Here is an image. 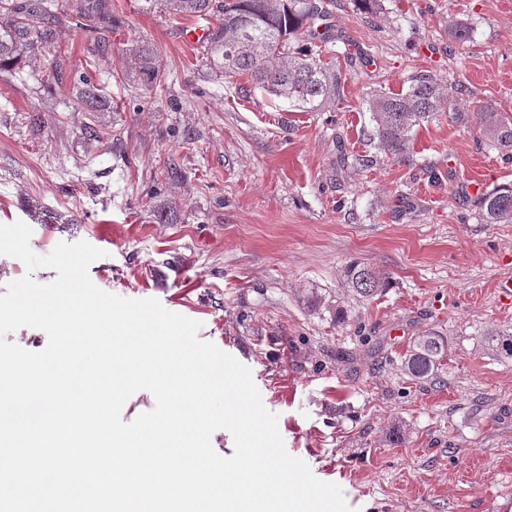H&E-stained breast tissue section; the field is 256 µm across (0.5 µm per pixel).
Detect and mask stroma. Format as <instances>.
Returning a JSON list of instances; mask_svg holds the SVG:
<instances>
[{
    "mask_svg": "<svg viewBox=\"0 0 512 512\" xmlns=\"http://www.w3.org/2000/svg\"><path fill=\"white\" fill-rule=\"evenodd\" d=\"M112 4L123 24L105 56L82 30L61 38L72 73L95 63L114 108L94 120L117 146L83 140L70 85L43 94L48 61L22 63L24 85L0 84V224L26 223L40 256L86 241L105 252L88 268L98 288L199 321L200 339L250 369L287 452L353 512H512V357L486 342L512 330L499 296L512 223H479L472 191L512 183V151L477 125L479 112L512 113V0H381L374 15L326 0L342 74L329 112L225 83L182 41L189 20ZM455 18L473 24L470 42L452 37ZM137 40L157 46L166 74L151 91L120 64ZM421 72L447 80L448 110L406 154H384L365 95ZM342 151L374 164L339 167ZM161 209L173 222L155 220ZM74 210L81 223L35 220ZM354 262L388 287L347 292ZM425 332L447 337L448 360L420 384L399 366Z\"/></svg>",
    "mask_w": 512,
    "mask_h": 512,
    "instance_id": "35a3bbf8",
    "label": "stroma"
}]
</instances>
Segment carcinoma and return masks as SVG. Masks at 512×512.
Returning a JSON list of instances; mask_svg holds the SVG:
<instances>
[{"instance_id": "1", "label": "carcinoma", "mask_w": 512, "mask_h": 512, "mask_svg": "<svg viewBox=\"0 0 512 512\" xmlns=\"http://www.w3.org/2000/svg\"><path fill=\"white\" fill-rule=\"evenodd\" d=\"M170 16L206 22L208 36L204 63L219 78L232 83L247 80L253 88L284 99L302 112H322L336 104L341 75L333 61L322 59V46L335 40L321 0H145ZM77 16L112 25V0H0V81L14 79L16 64L28 54L41 56L54 68L64 49L58 29ZM146 90L162 82L157 47L138 41L121 59ZM76 95L83 112H105L111 101L88 74L80 77ZM378 147L394 156L404 154L411 136L424 123L447 111L448 82L432 74H417L399 92L375 93L366 99ZM480 132L500 150H512V116L501 112L479 113ZM82 134L99 147L112 148L111 136L90 124ZM483 224L512 223V184L479 194L475 202ZM388 284L386 274L353 264L343 271L348 291L368 298ZM497 355L512 357V333L495 332L487 338ZM448 358V339L435 333L412 338L401 355L400 371L423 383L437 380Z\"/></svg>"}]
</instances>
